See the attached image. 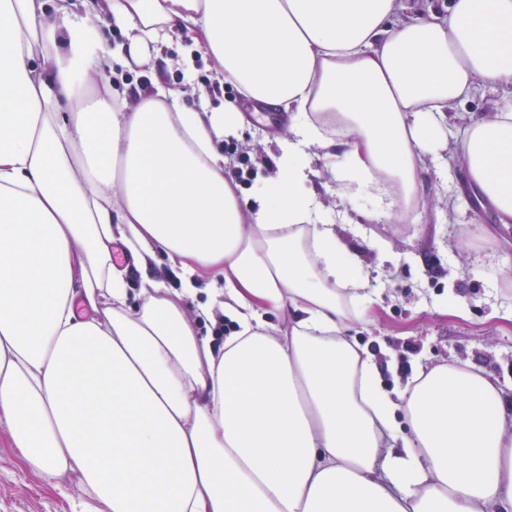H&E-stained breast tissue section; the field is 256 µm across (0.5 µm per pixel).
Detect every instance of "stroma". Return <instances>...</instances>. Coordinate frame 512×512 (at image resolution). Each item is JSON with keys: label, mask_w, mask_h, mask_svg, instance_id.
<instances>
[{"label": "stroma", "mask_w": 512, "mask_h": 512, "mask_svg": "<svg viewBox=\"0 0 512 512\" xmlns=\"http://www.w3.org/2000/svg\"><path fill=\"white\" fill-rule=\"evenodd\" d=\"M163 50L150 65L129 72L131 88L153 82L181 85L183 72ZM243 128L228 137V169L249 158L258 179L276 171L275 141L288 129L284 112H257L241 101ZM425 195L412 218L399 224L361 221L366 201L346 204L347 221L336 219V185L326 175L312 187L326 207V219L348 250L360 259V273L377 296L363 318H351L349 334L373 354L387 389L404 387L420 366L470 364L493 375L505 404L512 405V321L500 310L512 307V223H500L469 192L461 177L447 178L440 167L423 175ZM164 280L174 300L194 309L208 299L214 277L196 278L187 296L167 260L146 270H130L131 296L144 277ZM80 499L75 475L48 484L31 473L0 422V512H74Z\"/></svg>", "instance_id": "35a3bbf8"}]
</instances>
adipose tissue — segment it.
<instances>
[{"mask_svg":"<svg viewBox=\"0 0 512 512\" xmlns=\"http://www.w3.org/2000/svg\"><path fill=\"white\" fill-rule=\"evenodd\" d=\"M0 0V421L83 512H512V407L446 363L399 391L352 340L369 300L311 188L319 160L369 220H406L448 110L512 86V0ZM124 40L105 51L100 26ZM190 41L256 109L291 113L276 172L239 197L217 144L240 112L177 87L117 92ZM451 166L512 222V107ZM223 285L188 314L129 303L113 253ZM284 318L283 325L270 315ZM233 324L222 345L199 324ZM406 16L428 15L432 11L443 16L448 15V0H407Z\"/></svg>","mask_w":512,"mask_h":512,"instance_id":"obj_1","label":"adipose tissue"}]
</instances>
